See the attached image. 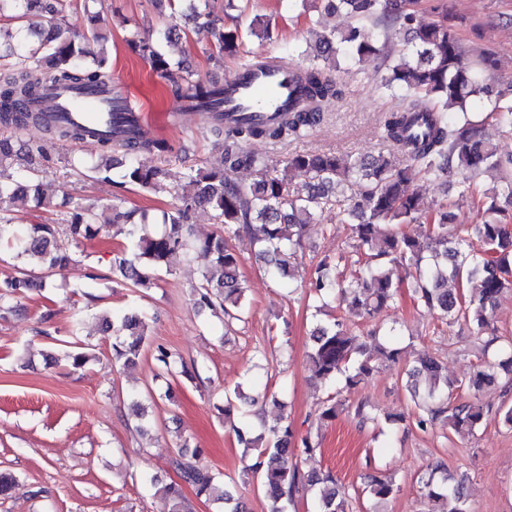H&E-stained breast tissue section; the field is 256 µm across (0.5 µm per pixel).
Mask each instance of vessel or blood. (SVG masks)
<instances>
[{
    "instance_id": "obj_1",
    "label": "vessel or blood",
    "mask_w": 512,
    "mask_h": 512,
    "mask_svg": "<svg viewBox=\"0 0 512 512\" xmlns=\"http://www.w3.org/2000/svg\"><path fill=\"white\" fill-rule=\"evenodd\" d=\"M229 91L224 98V119L232 122L244 117L269 122L278 111L301 100L298 83L290 68L277 63L265 67H246L225 78ZM45 106L59 119L77 123L92 122L111 130L112 95L108 92L85 94L74 90L50 91Z\"/></svg>"
}]
</instances>
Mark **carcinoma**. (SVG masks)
I'll return each mask as SVG.
<instances>
[{"label":"carcinoma","mask_w":512,"mask_h":512,"mask_svg":"<svg viewBox=\"0 0 512 512\" xmlns=\"http://www.w3.org/2000/svg\"><path fill=\"white\" fill-rule=\"evenodd\" d=\"M186 19L211 29L214 51L210 59L224 62L240 46L238 28L216 25L217 0H188ZM330 16L344 14L359 23L376 27L397 26L407 38L393 55L384 54L385 44L362 32L360 27L330 29L321 35L313 59L297 66L295 75L306 99L300 109L283 111L271 122L224 123V88L194 84L190 74L173 63L159 40L133 36L132 50L163 77L174 94L188 93L195 106L210 113L208 133L219 156L207 168L190 172L176 192L177 202L161 218L141 213L131 222L125 241L113 251V280L128 288H149L156 273L168 268L170 259L183 256L197 261L201 280L192 289L195 306L219 311L232 321L246 319L249 304L240 280L242 257L232 240L245 234L258 247L265 272L281 287L293 288L291 278L301 265L302 238L307 225L336 210L339 223L348 232L350 251L317 263L309 282L314 301L332 298L347 305L356 315L373 318L394 302L400 284L393 270H409L408 288L418 305L446 325L463 321L479 333L484 360L465 380L454 381L441 373L439 361L428 352L417 356L407 370L406 387L417 409L414 423L422 432L448 427L457 434L474 435L484 425L486 412L475 402L458 403L453 392L466 388L478 392L503 383L512 386V337L489 329L493 310L504 292L512 288V155L503 157L484 136V121L474 119L484 110L505 132H512V95L490 89L486 72L496 66L485 54L480 63L464 62L463 49L448 26L447 15L428 24L417 21L413 0H323ZM14 6L10 19L24 25H0V130L11 136L0 138V168L18 156L26 165L17 178L0 175V242L19 239L23 252L44 274L66 267L71 254L57 243L52 224H32L17 237L11 206L26 201L41 208L46 199L39 180L47 161L44 149L13 138L32 126L45 125L46 112L37 106L48 87L105 92L112 83L107 58L101 54L86 60V51L76 44L64 23L66 0H0V14ZM386 55L387 67L381 88L400 93V108L390 113L384 137L398 144L402 159L381 154L369 159L299 151L278 163L244 149L243 143L264 139L276 143L288 137L304 138L321 120L324 110L342 96L338 72ZM49 133L71 143H93L97 157L74 156L70 162L142 190L165 192L167 172L161 167L137 163L143 153H168L170 144L145 139L137 123L120 135L107 136L96 127L59 124ZM248 169L253 175L247 187L239 185L234 173ZM501 174L500 185L483 193V221L475 225L474 240L448 231L452 214L442 203L430 212L421 207L413 171L422 177L449 174L456 170L470 180L486 170ZM301 171L309 176L305 188L288 193V176ZM209 207L220 218L221 227L197 244L191 238L190 220L195 211ZM418 224L419 237L399 229ZM75 240L95 235V213L77 203L67 219ZM361 258L359 275L345 281L331 273L335 263L351 256ZM42 287L33 269L20 268L0 279V309L18 302ZM147 313L139 307L101 316L103 329L112 330V365L136 363L147 349ZM311 349L306 362L314 375L329 383L342 382L353 389L380 368L399 362L402 347L393 329L370 332L372 346L340 321L318 323L311 330ZM158 369L173 374L176 360L166 347L152 349ZM342 403L330 396L315 414L317 427L336 419ZM239 410L240 425L234 428L238 445L256 451L243 477L259 481L268 500V512H287L296 490L307 485L318 492L317 512H346V498L337 488L332 473L303 472V456L314 454L319 442L311 433L295 436L291 425H273L265 433L256 431L249 411L239 409L229 392L219 413L228 418ZM196 450L177 444L168 464L180 483L164 487L172 512H183L182 486L220 505V512H245L239 498L224 491L221 476L196 465ZM424 499L444 504L440 512H472L466 493V478L450 473L421 477ZM395 493L392 479L371 472L363 477V494L374 504Z\"/></svg>","instance_id":"obj_1"}]
</instances>
